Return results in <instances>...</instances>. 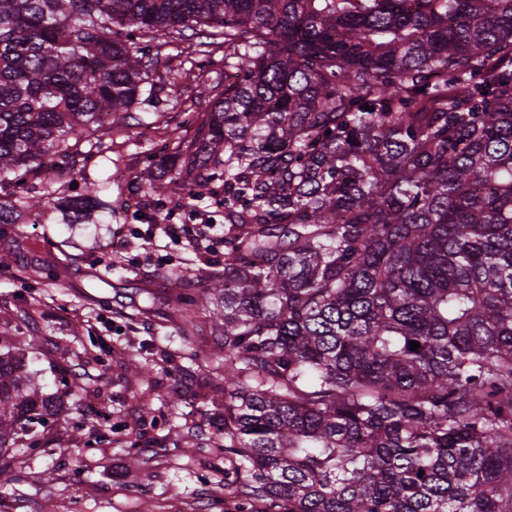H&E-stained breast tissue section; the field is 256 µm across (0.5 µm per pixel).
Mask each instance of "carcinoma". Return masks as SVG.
<instances>
[{
    "label": "carcinoma",
    "instance_id": "cac0c4a2",
    "mask_svg": "<svg viewBox=\"0 0 512 512\" xmlns=\"http://www.w3.org/2000/svg\"><path fill=\"white\" fill-rule=\"evenodd\" d=\"M406 2L0 0V224L164 90L173 32L224 37L236 80L143 180L224 188L213 449L263 512H512V0ZM22 370L0 354V452L58 416Z\"/></svg>",
    "mask_w": 512,
    "mask_h": 512
}]
</instances>
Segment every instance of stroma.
Returning a JSON list of instances; mask_svg holds the SVG:
<instances>
[{
	"label": "stroma",
	"mask_w": 512,
	"mask_h": 512,
	"mask_svg": "<svg viewBox=\"0 0 512 512\" xmlns=\"http://www.w3.org/2000/svg\"><path fill=\"white\" fill-rule=\"evenodd\" d=\"M152 75L166 95L134 105L126 126L55 177L45 217L4 227L20 247L0 268V348L20 354L37 397L62 398L65 410L46 426L41 448L11 449L26 476L0 477V512H203L227 502L258 512L208 447L224 421V394L190 356L215 351V339L205 327L183 335L167 301L175 286L202 294L223 271L224 206L190 198L179 184L158 196L140 180L171 166V149L191 136L184 113L205 117L195 88L223 85L224 48L209 27L184 30L162 47ZM112 160L126 178L100 193L111 213L63 223L58 202L81 195L85 181H103ZM153 224L213 225L210 247L150 233ZM61 260L67 275L49 281L43 265ZM67 383L76 398L63 397ZM105 430L111 442H96Z\"/></svg>",
	"instance_id": "stroma-1"
}]
</instances>
